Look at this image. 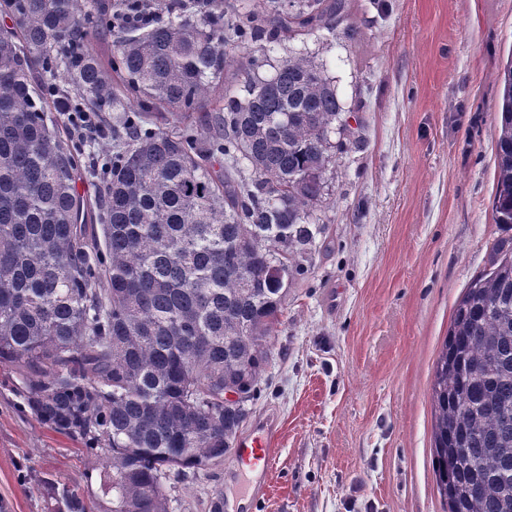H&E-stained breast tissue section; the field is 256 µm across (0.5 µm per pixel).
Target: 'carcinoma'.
<instances>
[{
  "label": "carcinoma",
  "mask_w": 512,
  "mask_h": 512,
  "mask_svg": "<svg viewBox=\"0 0 512 512\" xmlns=\"http://www.w3.org/2000/svg\"><path fill=\"white\" fill-rule=\"evenodd\" d=\"M163 8L142 24L140 0H0V364L102 463L99 512H170L167 489L233 455L248 412L224 387L253 396L322 233L326 171L356 143L310 57L261 73L269 45L333 31L348 0ZM94 26L116 34L118 83L89 49ZM502 82L492 208L510 233L458 301L432 385L445 512H512V62ZM51 110L115 113L96 226L76 189L77 144L93 158L95 142ZM174 112L204 113L207 132L161 126ZM55 501L90 510L78 486Z\"/></svg>",
  "instance_id": "1"
}]
</instances>
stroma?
Returning <instances> with one entry per match:
<instances>
[{
    "label": "stroma",
    "mask_w": 512,
    "mask_h": 512,
    "mask_svg": "<svg viewBox=\"0 0 512 512\" xmlns=\"http://www.w3.org/2000/svg\"><path fill=\"white\" fill-rule=\"evenodd\" d=\"M351 35L305 48L359 146L325 175V231L293 281L243 427L276 454L255 512H443L433 471L435 363L490 266L499 72L512 0H353ZM98 462L42 421L0 365V512H50V483L99 499ZM229 465L189 475L171 512H212Z\"/></svg>",
    "instance_id": "35a3bbf8"
}]
</instances>
